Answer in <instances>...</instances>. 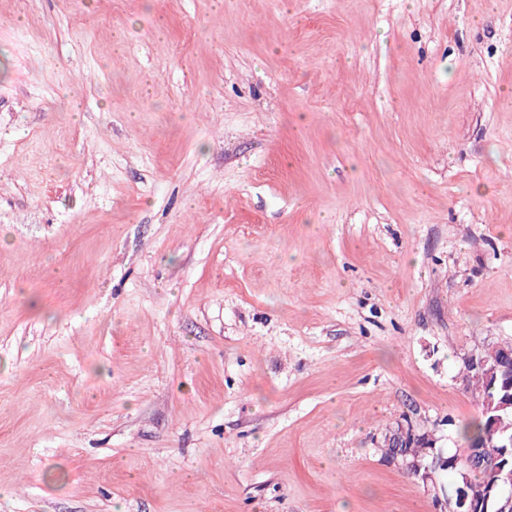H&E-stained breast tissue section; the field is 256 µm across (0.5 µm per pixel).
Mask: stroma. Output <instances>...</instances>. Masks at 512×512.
Instances as JSON below:
<instances>
[{"label": "stroma", "mask_w": 512, "mask_h": 512, "mask_svg": "<svg viewBox=\"0 0 512 512\" xmlns=\"http://www.w3.org/2000/svg\"><path fill=\"white\" fill-rule=\"evenodd\" d=\"M512 341V0H0V512H440ZM486 353L490 354L491 358L487 356ZM491 359L492 362H490ZM502 360V357L498 358L497 353L492 346H489L478 353L472 354L466 359L471 367L484 370L485 377L487 379H491L494 383L498 380L500 381L501 397L496 405L492 399L485 402L483 412L486 415L509 407L512 411V370L511 374H508L503 370V367L501 366ZM433 439L429 432L424 433H415L414 431H407L403 426L400 427V430L395 433L393 436L391 434L386 435L384 438L383 448H385V456L388 457L392 451V448H396L393 454H391L390 460L393 463H397L402 467L406 468V470L413 475H420L421 471L423 473L421 478L424 481L431 480L433 477V471L436 468H430L427 465H424L422 462V458L411 449L408 448H428L427 454L425 455V463H428V459L431 457V462L434 458H437L439 461V457H435L433 455ZM432 454V455H431ZM411 455L412 459H409L408 456Z\"/></svg>", "instance_id": "stroma-1"}]
</instances>
